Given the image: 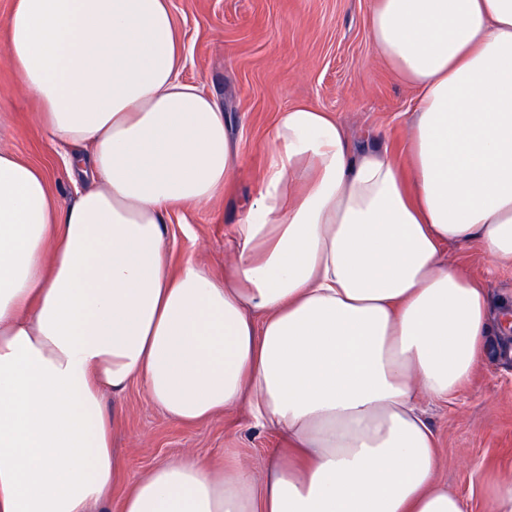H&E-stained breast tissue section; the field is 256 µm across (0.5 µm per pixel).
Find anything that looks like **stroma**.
Here are the masks:
<instances>
[{
    "label": "stroma",
    "mask_w": 512,
    "mask_h": 512,
    "mask_svg": "<svg viewBox=\"0 0 512 512\" xmlns=\"http://www.w3.org/2000/svg\"><path fill=\"white\" fill-rule=\"evenodd\" d=\"M186 50L182 76L204 82L224 110L240 161L224 194L198 208L173 211L166 238L173 261L203 260L215 273L228 261L235 224L266 163L279 112L306 104L331 112L351 143L405 159L415 92L378 57L365 32L375 0H169ZM14 0H0V150L39 168L58 207H66L87 179L72 181L64 150L41 131L35 106L4 57ZM449 266L482 282L491 302L512 291V267L491 261L477 242L450 246ZM437 441L438 479L467 503L489 512L483 488L512 476V357L487 349L470 382L451 400L422 398ZM117 415L112 446L120 475L108 512H119L127 489L157 463L190 452L261 473L283 444L273 431L253 427L245 407L199 424L170 420L140 384L106 395Z\"/></svg>",
    "instance_id": "obj_1"
}]
</instances>
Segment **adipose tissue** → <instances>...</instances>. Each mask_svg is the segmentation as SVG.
I'll return each mask as SVG.
<instances>
[{"label":"adipose tissue","mask_w":512,"mask_h":512,"mask_svg":"<svg viewBox=\"0 0 512 512\" xmlns=\"http://www.w3.org/2000/svg\"><path fill=\"white\" fill-rule=\"evenodd\" d=\"M374 51L415 91L409 158L354 150L328 112H279L229 265L171 267L172 210L239 163L224 112L182 80L169 0H17L6 61L90 179L58 208L0 151V512H96L120 462L104 391L169 419L246 406L285 446L262 476L192 454L121 512H466L437 478L418 395L462 389L512 302L444 263L512 266V0H377ZM443 260L449 266L482 282L490 297L493 312L497 313L499 300L512 291L511 266L493 263L479 242H472L465 247L448 246L444 250Z\"/></svg>","instance_id":"1"}]
</instances>
